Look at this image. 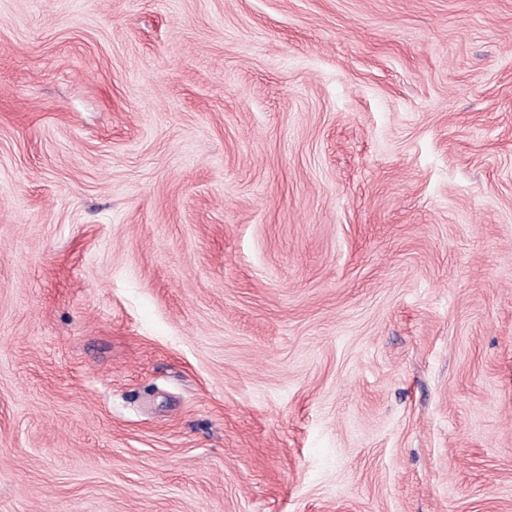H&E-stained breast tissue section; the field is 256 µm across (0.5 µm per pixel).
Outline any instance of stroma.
I'll return each instance as SVG.
<instances>
[{"instance_id": "35a3bbf8", "label": "stroma", "mask_w": 512, "mask_h": 512, "mask_svg": "<svg viewBox=\"0 0 512 512\" xmlns=\"http://www.w3.org/2000/svg\"><path fill=\"white\" fill-rule=\"evenodd\" d=\"M0 512H512V0H0Z\"/></svg>"}]
</instances>
